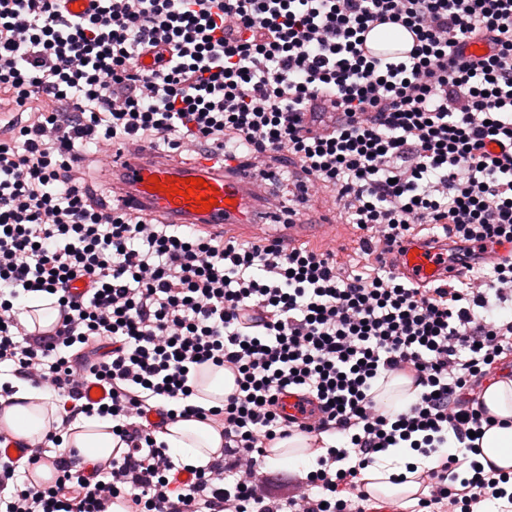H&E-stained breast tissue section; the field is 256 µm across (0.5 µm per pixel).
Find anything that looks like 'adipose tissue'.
<instances>
[{"label":"adipose tissue","mask_w":512,"mask_h":512,"mask_svg":"<svg viewBox=\"0 0 512 512\" xmlns=\"http://www.w3.org/2000/svg\"><path fill=\"white\" fill-rule=\"evenodd\" d=\"M14 389L13 405L0 412V427L16 437L32 439L42 435L52 426L64 425L63 444L83 449L90 460L110 458L118 444L112 433V420L98 415H79L71 422H63L55 405L49 404L46 391L31 387L27 382L13 377L9 380ZM481 398L490 413L504 419V426L487 428L479 442L478 462L483 469L512 471V378L497 377L488 381ZM178 454L182 465H206L212 455L224 444L220 432L211 425L194 418H180L156 434ZM437 457L426 456L410 448H390L379 453L376 462L362 472L374 499L384 502H403L411 505L419 494L421 485L416 473L436 467Z\"/></svg>","instance_id":"ef3b65f1"}]
</instances>
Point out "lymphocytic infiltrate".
Segmentation results:
<instances>
[{"instance_id": "lymphocytic-infiltrate-1", "label": "lymphocytic infiltrate", "mask_w": 512, "mask_h": 512, "mask_svg": "<svg viewBox=\"0 0 512 512\" xmlns=\"http://www.w3.org/2000/svg\"><path fill=\"white\" fill-rule=\"evenodd\" d=\"M381 19L414 33L409 55H365L361 34ZM476 39L490 55L466 54ZM146 50L158 70L137 67ZM139 141L322 183L361 231L365 264L104 211L77 175L85 153ZM283 152L294 169L272 170ZM423 227L512 243V0H90L80 14L0 0V367L121 430L91 470L75 448L44 455L53 428L21 457L0 455L5 512H107L120 498L131 512H366V491L345 499L344 486L410 440L425 455L458 448L422 475L417 512L503 498L478 462L468 479L457 468L495 423L473 390L512 352V320L492 317L512 303V258L410 283L386 255ZM50 290L53 330H28L20 296ZM208 367L236 388L205 410L190 399ZM397 376L418 394L393 412L373 385ZM86 381L106 398L85 399ZM291 389L315 418L284 413ZM179 416L221 429L207 466L186 469L155 443ZM324 433L337 442L302 488L260 489L272 443ZM23 462L57 481L14 486Z\"/></svg>"}]
</instances>
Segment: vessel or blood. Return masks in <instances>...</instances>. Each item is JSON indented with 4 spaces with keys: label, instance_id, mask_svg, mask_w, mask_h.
<instances>
[{
    "label": "vessel or blood",
    "instance_id": "1",
    "mask_svg": "<svg viewBox=\"0 0 512 512\" xmlns=\"http://www.w3.org/2000/svg\"><path fill=\"white\" fill-rule=\"evenodd\" d=\"M109 196L126 209L163 224H194L207 231L232 232L249 239L263 236L266 223H283L289 241L298 242L313 235L331 240L334 230L329 221L302 223L300 216L284 219L282 213L266 206L261 189L263 178L253 168L228 169L222 161L205 156L180 161L147 145L111 148L104 155ZM179 181L201 178L214 190L215 205L197 212L194 200L150 187L152 178ZM462 254L448 240L422 237L403 243L395 258L397 271L409 280L424 284L452 278L462 267Z\"/></svg>",
    "mask_w": 512,
    "mask_h": 512
}]
</instances>
